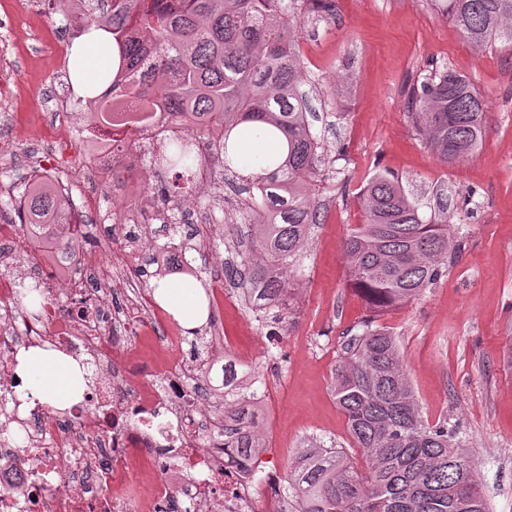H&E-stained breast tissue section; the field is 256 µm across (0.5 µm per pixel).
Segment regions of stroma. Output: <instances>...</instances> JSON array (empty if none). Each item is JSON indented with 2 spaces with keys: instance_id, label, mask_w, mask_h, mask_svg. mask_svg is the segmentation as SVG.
Masks as SVG:
<instances>
[{
  "instance_id": "1",
  "label": "stroma",
  "mask_w": 512,
  "mask_h": 512,
  "mask_svg": "<svg viewBox=\"0 0 512 512\" xmlns=\"http://www.w3.org/2000/svg\"><path fill=\"white\" fill-rule=\"evenodd\" d=\"M335 2L332 16L308 17L298 31L306 117L329 161L315 184L320 221L300 257L303 275L285 300L290 323L270 341L225 280L221 260L212 259L207 279L223 294L214 333L226 357L253 366L263 382L267 397L253 422L268 467L287 471L315 437L362 468L331 376L343 342L373 320L396 337L424 418L457 427L490 512H512V23L495 41L474 45L436 0ZM30 3L32 24L9 27L0 13V53L17 52L12 65L0 63V79L17 87L12 100L0 101L1 195L11 188L10 174L46 167L52 143L38 130L53 124L55 108L79 105L63 79L65 47L38 43L41 26H62V17L47 0ZM67 28V41L79 38L78 23ZM442 68L469 79L488 113L482 146L454 163L441 161L417 134L408 104L410 88ZM68 153L63 174L74 192L106 195L110 186L93 178L85 143L73 140ZM378 173L397 178L423 214L446 209L460 250L419 297L375 316L349 284L343 244L364 221L358 197ZM82 251L112 257L87 279L113 318L138 302L152 335H164L145 287L156 271L151 252L132 249L93 217L83 226Z\"/></svg>"
}]
</instances>
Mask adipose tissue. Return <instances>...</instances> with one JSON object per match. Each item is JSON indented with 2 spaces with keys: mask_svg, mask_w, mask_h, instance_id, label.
<instances>
[{
  "mask_svg": "<svg viewBox=\"0 0 512 512\" xmlns=\"http://www.w3.org/2000/svg\"><path fill=\"white\" fill-rule=\"evenodd\" d=\"M111 45V33L97 28L73 41L66 55V69L76 97L97 95L105 85V74L116 70L118 57ZM155 298L185 328H196L205 318L193 289L167 283L156 289ZM18 360L24 388L34 398L62 410L81 400L85 382L73 358L36 346L21 350Z\"/></svg>",
  "mask_w": 512,
  "mask_h": 512,
  "instance_id": "ef3b65f1",
  "label": "adipose tissue"
}]
</instances>
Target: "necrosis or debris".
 Segmentation results:
<instances>
[{"instance_id": "necrosis-or-debris-1", "label": "necrosis or debris", "mask_w": 512, "mask_h": 512, "mask_svg": "<svg viewBox=\"0 0 512 512\" xmlns=\"http://www.w3.org/2000/svg\"><path fill=\"white\" fill-rule=\"evenodd\" d=\"M167 122L130 129L120 147L111 134L93 143L94 169L107 180L121 155L151 151ZM72 215L96 209L102 222L135 223L134 199L121 187L106 198H71ZM8 247L0 271V512H280L273 474L256 480L254 466L224 452L210 396L179 357L180 338L168 332L164 363L136 350L137 339L115 331L106 301L88 315L72 302L87 260L59 258L53 231L0 226ZM36 280L46 293L41 320L16 295L21 281ZM50 343L88 368L94 385L64 414L41 407L8 409L4 396L17 387L12 355ZM214 436L200 447L199 432Z\"/></svg>"}]
</instances>
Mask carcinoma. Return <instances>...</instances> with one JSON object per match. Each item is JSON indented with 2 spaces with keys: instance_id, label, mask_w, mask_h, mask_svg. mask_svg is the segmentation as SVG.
<instances>
[{
  "instance_id": "carcinoma-1",
  "label": "carcinoma",
  "mask_w": 512,
  "mask_h": 512,
  "mask_svg": "<svg viewBox=\"0 0 512 512\" xmlns=\"http://www.w3.org/2000/svg\"><path fill=\"white\" fill-rule=\"evenodd\" d=\"M88 0L82 31L94 25L112 34L119 65L109 87L86 99L95 124L107 125L126 100L141 104L132 123L154 122L162 108L167 120L185 132L162 140L154 167L171 172L153 192L144 190L156 219L166 228L157 244L163 261L173 256L184 282L201 286L206 324H216V300L193 253L198 246L177 239L184 223L181 197L198 178L197 140L220 130L215 154L220 172L237 173L227 143L251 136L250 124L285 155L259 159L260 173L240 176L248 196L239 210L259 227L260 258L237 254L224 262L225 276L237 282L242 299L255 311L287 320L278 302L291 291L297 263L318 208L311 183L324 163L322 144L306 121L300 91L303 59L297 42L299 4H315L317 15H332L334 0H108L98 14ZM443 15L470 42L481 44L512 20V0H439ZM414 127L444 160H461L481 145L486 128L483 101L469 82L445 69L411 90ZM19 192L0 199V213H14L20 226L47 228L66 223V204L54 181L31 173L19 178ZM365 223L354 228L343 252L351 285L369 309L382 312L415 299L448 272L456 257L448 215L426 217L395 177L379 174L359 198ZM25 303L39 311L43 291L22 286ZM197 382L224 391L239 408L224 411V447L242 459L256 458L262 446L249 409L261 402L255 370L224 362L216 375L209 361L213 337L187 332ZM332 387L355 447L367 460L355 469L344 452L312 441L303 446L281 478V512H488L476 468L455 443L448 422L425 420L403 364L396 338L367 322L349 337L332 368Z\"/></svg>"
}]
</instances>
